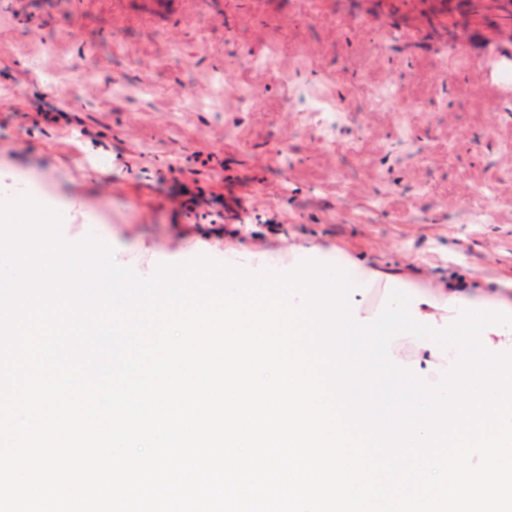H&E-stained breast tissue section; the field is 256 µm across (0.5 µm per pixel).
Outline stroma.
<instances>
[{"label":"stroma","mask_w":512,"mask_h":512,"mask_svg":"<svg viewBox=\"0 0 512 512\" xmlns=\"http://www.w3.org/2000/svg\"><path fill=\"white\" fill-rule=\"evenodd\" d=\"M400 34L386 54L407 53L399 97L366 101L374 71L352 74L351 57L372 53L380 31L352 36L367 5ZM478 0H179L168 13L147 0H0V197L21 175L62 202L67 241L108 228L141 273L199 256H268L291 263L312 246L340 253L376 274L362 298L386 303L391 281L439 293L463 281L496 290L512 281V114L484 122L486 74L476 44L441 50L434 35L405 36L414 11L471 25ZM126 13L123 30L113 12ZM295 12L289 28L280 15ZM224 16L212 26L211 13ZM183 37L172 42L170 27ZM267 41L252 44L256 27ZM315 55H306L308 46ZM251 106L224 95L226 65ZM151 72L138 69L140 59ZM76 110L80 125H49L40 97ZM321 96L353 112L326 131L287 100ZM109 142V150L98 142ZM212 155L229 179L217 184L194 156ZM193 177L225 204L250 203L235 237L188 233L178 186ZM495 187L494 221H477L461 197ZM279 214L277 230L266 224Z\"/></svg>","instance_id":"stroma-1"}]
</instances>
